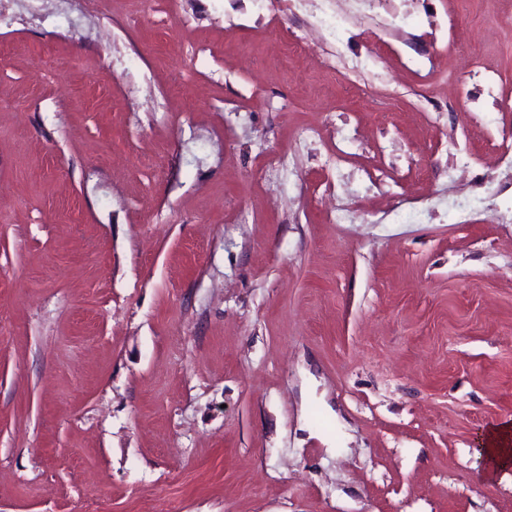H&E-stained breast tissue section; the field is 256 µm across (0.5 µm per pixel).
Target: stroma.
I'll use <instances>...</instances> for the list:
<instances>
[{"mask_svg":"<svg viewBox=\"0 0 512 512\" xmlns=\"http://www.w3.org/2000/svg\"><path fill=\"white\" fill-rule=\"evenodd\" d=\"M183 9L0 0V512H512L474 454L512 419V176L448 181L512 133V0ZM475 37L506 108L431 127L433 43Z\"/></svg>","mask_w":512,"mask_h":512,"instance_id":"35a3bbf8","label":"stroma"}]
</instances>
